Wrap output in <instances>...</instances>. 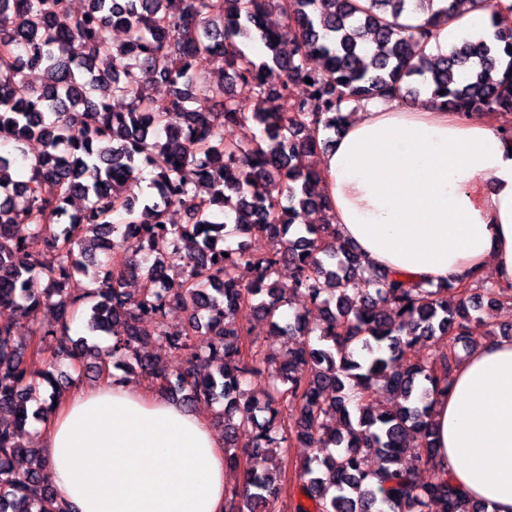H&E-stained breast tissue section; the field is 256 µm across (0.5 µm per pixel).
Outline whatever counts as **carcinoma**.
I'll list each match as a JSON object with an SVG mask.
<instances>
[{"label": "carcinoma", "mask_w": 512, "mask_h": 512, "mask_svg": "<svg viewBox=\"0 0 512 512\" xmlns=\"http://www.w3.org/2000/svg\"><path fill=\"white\" fill-rule=\"evenodd\" d=\"M0 0V307L17 321L0 324V512H63L40 469L28 467V421L44 422L57 391L52 371L34 374L26 357L50 351L49 366L77 370L92 358L155 381L187 409L220 403L224 462L266 456L271 466L246 467L245 486L224 491V512H269L278 501L281 444L297 440L315 452L301 466L291 512H484L436 469L430 396L448 388L455 348L471 343L483 300L500 302L503 286L474 293L452 284L412 288L385 272L365 278L361 257L333 239L330 225L301 224L300 212H328L304 165L338 133L351 101L380 94L428 101L455 112L482 111L512 140V32L465 39L445 55L425 48L461 0ZM430 14L402 25L406 12ZM127 39L112 41V27ZM260 42L252 58L241 45ZM224 57L225 79L208 63ZM320 57L315 70L310 59ZM37 69L34 88L26 71ZM283 74L269 85L265 72ZM147 73L169 87L165 98L141 83ZM311 79L308 84L305 79ZM252 85L268 107L251 113L263 135L234 138L245 113L228 84ZM303 87L297 99L293 88ZM444 94H439V91ZM37 141L43 153L26 157ZM23 161L29 176L9 171ZM150 175L143 186L139 174ZM88 205L68 211L70 199ZM179 207L184 220L172 219ZM30 226L19 239L13 229ZM244 233L269 239L263 254L226 239ZM46 253L31 251L30 243ZM292 270L288 283L278 278ZM96 279L92 299L70 288L77 274ZM144 287L135 296L126 276ZM319 306L285 318L292 298ZM265 318L276 336H299L278 362L246 345L238 321L243 306ZM185 322L158 339L180 358L171 370L139 346L144 318L163 321L167 309ZM57 322L38 325L42 308ZM90 333L112 337L107 350L70 336L76 316ZM37 349L18 342L22 328ZM318 337L310 345L306 337ZM423 340L437 345L426 364L413 354ZM380 384L402 402L367 403ZM289 404L293 422L278 419ZM344 422L345 431L329 423ZM252 428L247 450L237 432ZM422 439L410 443L411 433Z\"/></svg>", "instance_id": "cac0c4a2"}]
</instances>
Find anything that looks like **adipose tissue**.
Listing matches in <instances>:
<instances>
[{
    "label": "adipose tissue",
    "instance_id": "1",
    "mask_svg": "<svg viewBox=\"0 0 512 512\" xmlns=\"http://www.w3.org/2000/svg\"><path fill=\"white\" fill-rule=\"evenodd\" d=\"M463 6L430 50L493 31ZM322 152L337 240L370 270L427 290L512 282V141L493 119L378 97ZM441 472L487 512H512V341L476 345L432 397ZM36 453L67 512H224V450L176 401L109 378L55 400Z\"/></svg>",
    "mask_w": 512,
    "mask_h": 512
}]
</instances>
